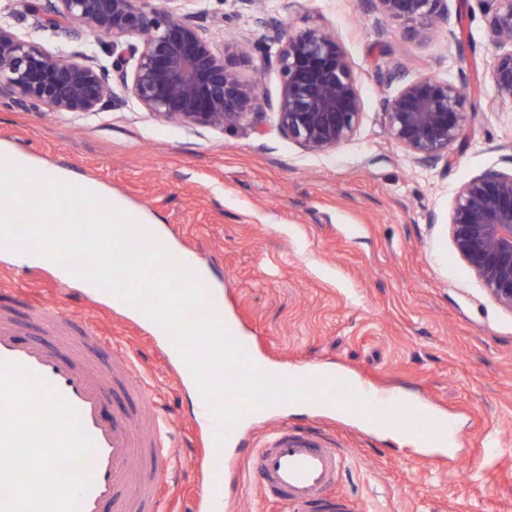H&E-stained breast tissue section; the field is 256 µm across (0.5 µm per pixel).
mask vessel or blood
Masks as SVG:
<instances>
[{
  "label": "vessel or blood",
  "instance_id": "vessel-or-blood-1",
  "mask_svg": "<svg viewBox=\"0 0 512 512\" xmlns=\"http://www.w3.org/2000/svg\"><path fill=\"white\" fill-rule=\"evenodd\" d=\"M28 312L37 327L55 336V345L21 342L14 320L0 310V365H21L35 389H49L77 409L80 426L94 443L91 453L76 467L90 481L78 512H100L105 503L113 512H159L160 497L170 488V468L177 450L163 407L151 384L140 376L133 351L109 349L96 326L75 320L64 309L32 303ZM138 322L167 353L176 352L171 331L145 316ZM300 374L310 404L321 408L324 418H332L342 406L396 424L402 421L396 401L373 391L364 380L341 373L330 375L311 363L303 365ZM115 388L127 392L133 406L108 422L100 410ZM197 409L207 430L201 443L207 472L196 480L194 501L204 512H228L224 475L239 471L242 460L225 447L236 439L238 428L217 421L205 401H198ZM253 458L260 489L287 505L290 512H360L357 502L328 496L344 459L322 438L289 428L283 420L258 445Z\"/></svg>",
  "mask_w": 512,
  "mask_h": 512
}]
</instances>
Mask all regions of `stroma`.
<instances>
[{"instance_id": "35a3bbf8", "label": "stroma", "mask_w": 512, "mask_h": 512, "mask_svg": "<svg viewBox=\"0 0 512 512\" xmlns=\"http://www.w3.org/2000/svg\"><path fill=\"white\" fill-rule=\"evenodd\" d=\"M204 25L241 79L271 96L279 75L256 74L235 51L263 40V21L334 31L364 103L354 137L326 154L303 151L274 113L224 130L160 120L138 109L50 112L0 104V144L39 165L96 180L157 218L198 255L224 291V312L253 337L261 360L315 363L390 391L414 393L452 419L464 469L420 461V449L350 418L319 420L283 409L290 425L322 435L346 463L331 492L365 512H512V310L500 306L457 254L450 217L458 188L488 170L512 169V103L494 100L497 51L485 0H448L431 36H402L371 4L355 0H207ZM409 62L407 79L463 81L470 135L450 166L413 163L387 135L376 78ZM54 275L0 259V291L14 297L21 340L49 343L25 303L39 300L96 324L134 349L155 387L183 457L197 442L196 408L126 312L87 302ZM249 466L225 474L231 512H283L258 488L236 497Z\"/></svg>"}]
</instances>
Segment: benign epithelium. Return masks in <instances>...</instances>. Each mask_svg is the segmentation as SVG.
<instances>
[{"label":"benign epithelium","mask_w":512,"mask_h":512,"mask_svg":"<svg viewBox=\"0 0 512 512\" xmlns=\"http://www.w3.org/2000/svg\"><path fill=\"white\" fill-rule=\"evenodd\" d=\"M0 11V100L52 112H108L130 105L164 120L225 129L256 112L277 115L280 132L302 149L330 152L350 140L363 114L351 60L324 25L285 31L265 21L264 43L249 48L256 72L276 66V97L242 80L206 29L205 0H9ZM488 34L504 52L492 71L495 97L512 101V0H487ZM400 33L424 39L447 0H371ZM29 20L17 32L11 19ZM64 34L81 50L47 52ZM405 67L380 75L400 88L383 99L389 138L414 163L452 162L467 137L464 85L431 76L404 81ZM457 254L494 300L512 310V170H488L456 192L450 222Z\"/></svg>","instance_id":"7a95c632"}]
</instances>
